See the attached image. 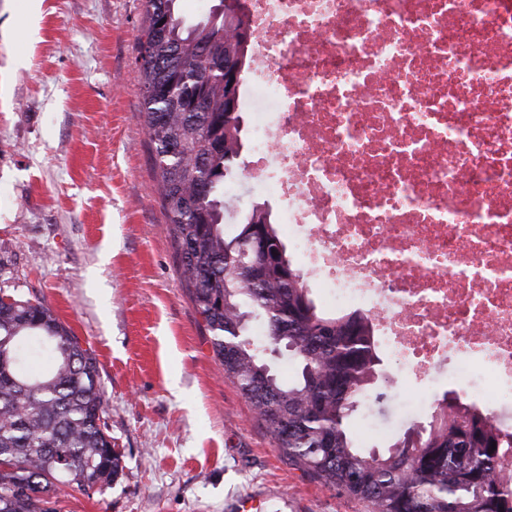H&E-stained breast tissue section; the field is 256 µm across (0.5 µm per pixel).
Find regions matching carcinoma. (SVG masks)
Segmentation results:
<instances>
[{
  "mask_svg": "<svg viewBox=\"0 0 512 512\" xmlns=\"http://www.w3.org/2000/svg\"><path fill=\"white\" fill-rule=\"evenodd\" d=\"M181 2L145 0L139 82L181 277L224 375L290 461L373 512H512V433L458 396L437 400L427 425L388 448L361 445L351 417L381 362L374 324L316 303L266 203L224 222V182L244 147L234 103L250 35L224 32V0L194 24ZM228 62L240 66L236 81ZM283 350L286 376L268 362ZM106 415L95 357L45 301L0 291V512H56L64 488H109L120 457Z\"/></svg>",
  "mask_w": 512,
  "mask_h": 512,
  "instance_id": "carcinoma-1",
  "label": "carcinoma"
}]
</instances>
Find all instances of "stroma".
<instances>
[{"instance_id":"stroma-1","label":"stroma","mask_w":512,"mask_h":512,"mask_svg":"<svg viewBox=\"0 0 512 512\" xmlns=\"http://www.w3.org/2000/svg\"><path fill=\"white\" fill-rule=\"evenodd\" d=\"M145 0H0V288L49 304L96 358L123 470L59 512H371L292 465L225 377L185 287L143 126ZM355 424L384 449L411 415L382 352Z\"/></svg>"}]
</instances>
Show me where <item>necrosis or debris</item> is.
Listing matches in <instances>:
<instances>
[{"label":"necrosis or debris","mask_w":512,"mask_h":512,"mask_svg":"<svg viewBox=\"0 0 512 512\" xmlns=\"http://www.w3.org/2000/svg\"><path fill=\"white\" fill-rule=\"evenodd\" d=\"M244 5V180L320 304L512 428V0Z\"/></svg>","instance_id":"necrosis-or-debris-1"}]
</instances>
